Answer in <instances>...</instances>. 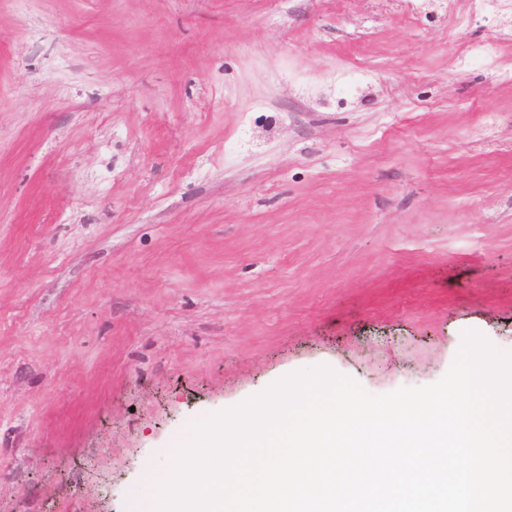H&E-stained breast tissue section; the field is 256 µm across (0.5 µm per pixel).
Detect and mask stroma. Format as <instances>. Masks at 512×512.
<instances>
[{
    "mask_svg": "<svg viewBox=\"0 0 512 512\" xmlns=\"http://www.w3.org/2000/svg\"><path fill=\"white\" fill-rule=\"evenodd\" d=\"M512 351L506 0H0V512H130L300 370Z\"/></svg>",
    "mask_w": 512,
    "mask_h": 512,
    "instance_id": "35a3bbf8",
    "label": "stroma"
}]
</instances>
